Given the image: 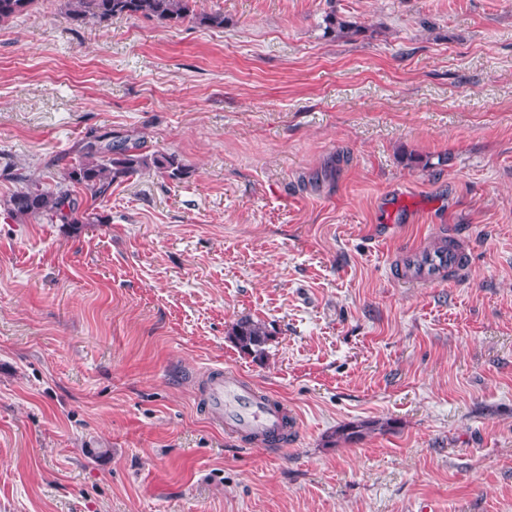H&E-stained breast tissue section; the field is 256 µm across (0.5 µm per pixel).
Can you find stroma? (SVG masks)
I'll return each mask as SVG.
<instances>
[{
    "instance_id": "35a3bbf8",
    "label": "stroma",
    "mask_w": 512,
    "mask_h": 512,
    "mask_svg": "<svg viewBox=\"0 0 512 512\" xmlns=\"http://www.w3.org/2000/svg\"><path fill=\"white\" fill-rule=\"evenodd\" d=\"M66 2L0 23V512H512V0ZM92 131L188 174L83 198L103 224L8 212ZM444 226L470 273L394 282ZM206 365L287 403V444L204 417ZM192 2L193 0H68V18L77 25L89 20L103 23L113 18L145 17L170 26L189 21L208 28H223V12L196 13ZM229 336L241 353L256 358L264 354V346L270 340L272 331L265 322L241 319L231 327ZM389 426V422H379V421H366L360 423H351L340 426L336 430V440L334 437L333 442H338L340 440L346 442L359 441L363 439L368 433L374 432L376 430H384L385 427Z\"/></svg>"
}]
</instances>
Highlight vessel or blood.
<instances>
[{"mask_svg": "<svg viewBox=\"0 0 512 512\" xmlns=\"http://www.w3.org/2000/svg\"><path fill=\"white\" fill-rule=\"evenodd\" d=\"M468 261L464 238L452 230L437 248L403 250L394 272L398 281L412 286L435 285L462 276ZM199 379L198 405L212 423L228 433L257 444L270 443L287 433V405L258 392L237 371L209 366L202 369Z\"/></svg>", "mask_w": 512, "mask_h": 512, "instance_id": "obj_1", "label": "vessel or blood"}]
</instances>
